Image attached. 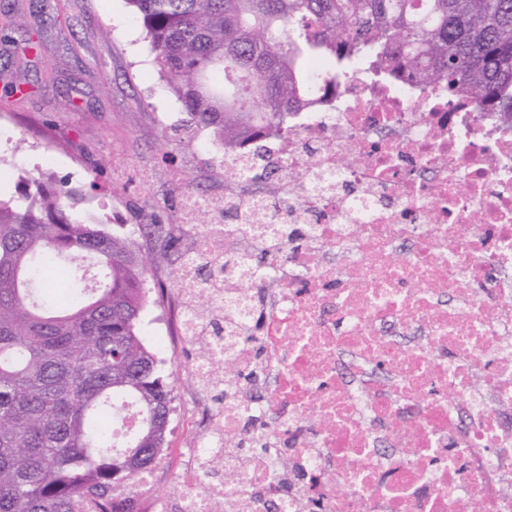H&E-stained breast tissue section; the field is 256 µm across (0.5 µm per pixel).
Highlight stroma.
Returning a JSON list of instances; mask_svg holds the SVG:
<instances>
[{
	"instance_id": "1",
	"label": "stroma",
	"mask_w": 512,
	"mask_h": 512,
	"mask_svg": "<svg viewBox=\"0 0 512 512\" xmlns=\"http://www.w3.org/2000/svg\"><path fill=\"white\" fill-rule=\"evenodd\" d=\"M9 10L15 27L10 38L0 37V86L25 79L30 89L23 96L0 94V197L14 195L21 170L52 173L64 188L83 189L81 219H108L110 230L131 234L143 254L152 243L138 225L154 218L182 223L186 190L223 195L207 134L186 130L187 114L161 80L126 0H0V14ZM33 24L42 45L17 63ZM147 282L166 290L141 315L145 337L167 329L168 303L182 291L165 265L152 268ZM192 356L187 346L156 354L172 388L173 412L167 464L138 486L140 501H177V478L194 465V434L209 427L224 403L192 383Z\"/></svg>"
}]
</instances>
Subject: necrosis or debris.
<instances>
[{"label": "necrosis or debris", "instance_id": "1", "mask_svg": "<svg viewBox=\"0 0 512 512\" xmlns=\"http://www.w3.org/2000/svg\"><path fill=\"white\" fill-rule=\"evenodd\" d=\"M183 222L181 280L225 257L233 286L191 365L224 405L181 512H512V121L356 75Z\"/></svg>", "mask_w": 512, "mask_h": 512}]
</instances>
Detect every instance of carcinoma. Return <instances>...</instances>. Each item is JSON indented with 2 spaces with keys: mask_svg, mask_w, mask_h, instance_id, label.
I'll list each match as a JSON object with an SVG mask.
<instances>
[{
  "mask_svg": "<svg viewBox=\"0 0 512 512\" xmlns=\"http://www.w3.org/2000/svg\"><path fill=\"white\" fill-rule=\"evenodd\" d=\"M193 130L228 157L288 132L359 62L440 86L512 119V0H128ZM78 190L23 172L0 199V512H132L114 487L163 451L170 384L140 334L149 269L173 237L138 253L105 221L76 220ZM133 405L122 445L106 423Z\"/></svg>",
  "mask_w": 512,
  "mask_h": 512,
  "instance_id": "carcinoma-1",
  "label": "carcinoma"
}]
</instances>
